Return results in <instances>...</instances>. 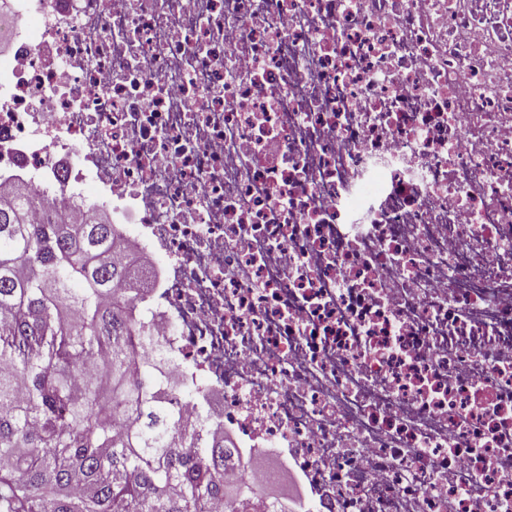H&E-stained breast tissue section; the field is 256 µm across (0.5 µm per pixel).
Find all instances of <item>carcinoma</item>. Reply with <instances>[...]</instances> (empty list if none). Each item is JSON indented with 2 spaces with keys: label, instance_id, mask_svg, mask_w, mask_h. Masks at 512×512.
I'll return each mask as SVG.
<instances>
[{
  "label": "carcinoma",
  "instance_id": "cac0c4a2",
  "mask_svg": "<svg viewBox=\"0 0 512 512\" xmlns=\"http://www.w3.org/2000/svg\"><path fill=\"white\" fill-rule=\"evenodd\" d=\"M27 185L0 190V512H284L223 482L234 452L163 402L166 363L148 350L145 294L112 254L116 225L31 222ZM99 352L94 374L81 359Z\"/></svg>",
  "mask_w": 512,
  "mask_h": 512
}]
</instances>
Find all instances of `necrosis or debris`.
Instances as JSON below:
<instances>
[{"mask_svg": "<svg viewBox=\"0 0 512 512\" xmlns=\"http://www.w3.org/2000/svg\"><path fill=\"white\" fill-rule=\"evenodd\" d=\"M0 183L108 215L181 415L307 512H512V0H10Z\"/></svg>", "mask_w": 512, "mask_h": 512, "instance_id": "obj_1", "label": "necrosis or debris"}]
</instances>
